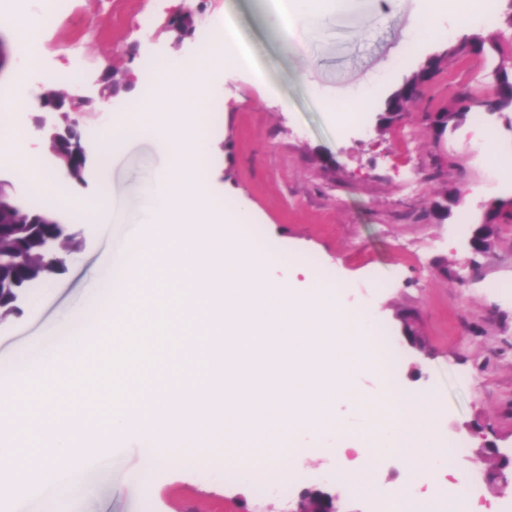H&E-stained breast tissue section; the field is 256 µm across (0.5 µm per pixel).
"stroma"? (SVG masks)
Instances as JSON below:
<instances>
[{
    "label": "stroma",
    "mask_w": 512,
    "mask_h": 512,
    "mask_svg": "<svg viewBox=\"0 0 512 512\" xmlns=\"http://www.w3.org/2000/svg\"><path fill=\"white\" fill-rule=\"evenodd\" d=\"M182 0H73L70 14L45 28L34 79L78 68L83 79L107 69L135 75L146 61L190 55L196 35L175 46L166 22ZM197 31L214 15L228 14L248 45L259 50V70L228 67L212 89L216 118L198 146L201 176L213 187V204H243V231L258 248L275 252L282 270L304 263L318 281L340 287L345 301L385 327L399 354L396 389L439 393L435 424L446 442L463 443L466 476L489 512H512V219L495 226L485 255H473L470 237L488 202H458L448 218L435 206L447 187L460 190L493 176L488 159L472 150L477 136L493 131L512 149V123L488 114L489 73L512 67V36L501 19L473 23L466 33L496 37L481 52L449 56L448 39L404 49L405 30L424 0H355L333 17L302 57L289 56L269 36L252 0H195ZM95 39L76 42L85 24ZM442 53L437 75L422 88L418 105L390 126L379 125L387 95ZM376 96L360 124L344 109L359 87L380 75ZM476 105L437 134L433 119L458 107L460 95ZM155 141L129 142L111 164L113 206L131 211L138 183L162 165ZM63 216L83 237L81 251L52 284L32 290L23 312L0 325V382L63 344L56 327L78 305L104 301L111 261L135 224H91L73 210ZM152 443L119 444L87 472L93 492L74 496L70 512H291L298 495L317 485L336 494L340 512H374L333 476L340 442L325 436L306 442L284 482L265 471L241 483L233 464L213 455L152 471L154 492L130 489Z\"/></svg>",
    "instance_id": "stroma-1"
}]
</instances>
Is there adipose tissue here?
Here are the masks:
<instances>
[{"instance_id":"1","label":"adipose tissue","mask_w":512,"mask_h":512,"mask_svg":"<svg viewBox=\"0 0 512 512\" xmlns=\"http://www.w3.org/2000/svg\"><path fill=\"white\" fill-rule=\"evenodd\" d=\"M350 0H262L266 22L280 40L294 52L304 51L326 27L328 19L346 10ZM30 139H7L0 150V168H8L37 188L43 189L51 205L67 203L53 177L34 163Z\"/></svg>"}]
</instances>
